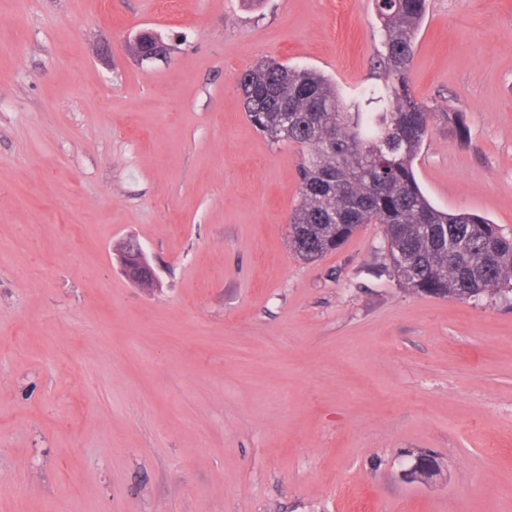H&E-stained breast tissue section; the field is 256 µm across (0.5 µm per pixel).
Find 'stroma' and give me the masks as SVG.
<instances>
[{
  "mask_svg": "<svg viewBox=\"0 0 512 512\" xmlns=\"http://www.w3.org/2000/svg\"><path fill=\"white\" fill-rule=\"evenodd\" d=\"M379 49L373 0H0V512H512V291L411 293L376 224L299 258L302 152L236 87L272 58L361 103ZM410 82L467 126L424 195L512 236V0H427ZM129 48L142 59H156L170 53L171 47L151 31H142L129 42ZM121 265L128 279L140 283L145 288L153 287L155 272L137 241L129 240L124 243L121 248ZM441 470L440 464L438 460L429 454H422L417 456L414 459L413 464L406 470L404 473L409 480H416L418 476H421L418 482L428 483L434 477L438 475H434L430 477L432 474H436Z\"/></svg>",
  "mask_w": 512,
  "mask_h": 512,
  "instance_id": "obj_1",
  "label": "stroma"
}]
</instances>
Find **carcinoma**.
<instances>
[{
	"mask_svg": "<svg viewBox=\"0 0 512 512\" xmlns=\"http://www.w3.org/2000/svg\"><path fill=\"white\" fill-rule=\"evenodd\" d=\"M382 27L379 66L386 96L379 112H359L325 75L272 58L243 72L246 116L271 143L303 152L299 203L290 218L298 256L315 261L364 224L382 227L386 270L413 293L464 298L512 285V238L476 214L434 207L414 161L433 123L463 138L458 112H438L414 94L410 70L426 0H374Z\"/></svg>",
	"mask_w": 512,
	"mask_h": 512,
	"instance_id": "cac0c4a2",
	"label": "carcinoma"
}]
</instances>
